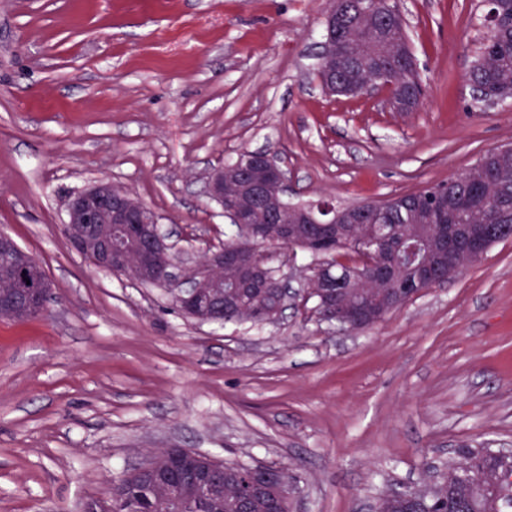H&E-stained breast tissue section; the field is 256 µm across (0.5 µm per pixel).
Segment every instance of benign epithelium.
Returning a JSON list of instances; mask_svg holds the SVG:
<instances>
[{"instance_id": "obj_1", "label": "benign epithelium", "mask_w": 512, "mask_h": 512, "mask_svg": "<svg viewBox=\"0 0 512 512\" xmlns=\"http://www.w3.org/2000/svg\"><path fill=\"white\" fill-rule=\"evenodd\" d=\"M260 170L251 180L253 201L275 216L280 198L288 195V171L277 158L267 152H256ZM208 198L224 208V217L242 229L244 237L263 243L275 237L286 246L303 237L305 249L314 250L319 244H336L340 231L336 220V206L314 204L297 213L289 222L270 230L267 224H256L247 206L229 204L224 200V168L214 169L208 176ZM66 220L62 231L71 246L95 268L123 274L131 280L174 292L178 303L187 311L198 314V319L220 322L224 315V297L201 292L211 270L233 266L240 272L235 287L241 291L265 289L269 283L258 270L256 256L249 245L234 249L220 247L210 254L207 265L196 268L195 277L188 276L187 268L192 258L175 244L166 241L161 232L159 217L148 206L132 198L107 181H99L70 196L65 207ZM467 243L466 255L478 260L487 252L488 240L499 235L512 238V224H467L459 227ZM0 252L12 254L21 265L20 272L24 305L16 308L17 320L34 319L44 314L42 303L49 283L40 275V266L15 240L0 232ZM323 288L319 295L325 310L319 312L322 320L348 330L360 329L364 311H336V283L327 266L314 268ZM227 465L215 461L210 468L196 473L187 482L198 498L213 497L223 491V485L214 478L216 473H226ZM241 481L238 507L249 508L253 503H266V512H284L288 472L280 467L238 466Z\"/></svg>"}]
</instances>
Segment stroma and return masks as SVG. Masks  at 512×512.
<instances>
[{
    "label": "stroma",
    "instance_id": "35a3bbf8",
    "mask_svg": "<svg viewBox=\"0 0 512 512\" xmlns=\"http://www.w3.org/2000/svg\"><path fill=\"white\" fill-rule=\"evenodd\" d=\"M328 0H0V231L42 266L48 311L0 319V512H81L162 448L287 468L290 512H375L463 448L512 451V240L363 331L320 320L312 257L273 323L217 324L100 271L61 232L106 179L202 260L229 224L209 172L275 154L290 201H382L512 144L465 75L482 0H400L427 94L413 112L317 83Z\"/></svg>",
    "mask_w": 512,
    "mask_h": 512
}]
</instances>
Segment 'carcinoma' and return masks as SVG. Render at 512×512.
<instances>
[{
    "label": "carcinoma",
    "instance_id": "1",
    "mask_svg": "<svg viewBox=\"0 0 512 512\" xmlns=\"http://www.w3.org/2000/svg\"><path fill=\"white\" fill-rule=\"evenodd\" d=\"M334 36L340 54L353 61L336 72V94L354 95L365 85L385 77L394 88L399 111L412 112L421 103L423 87L401 23L397 0H339ZM469 84L487 94L505 99L512 96V0L495 2V17L478 57L467 73ZM365 213L363 222L353 225L336 249L321 255L330 259L332 276L339 281L340 299L375 308L389 288H417L415 271L404 265L396 277L384 281L374 269L387 259L367 248V240L387 225V249L404 239L421 236L420 257L433 259L443 247L450 224H512V149L490 151L469 170L444 182L382 201L354 204ZM263 272L272 276L278 269V248L253 245ZM19 269L0 257V293L18 285ZM224 285V321H255L259 309H272V297H259L232 288L234 273L228 269L215 275ZM512 470V456L479 448H464L448 473V479L433 490L409 489L393 492L379 502L378 512H399L406 497L417 500L421 512H434L445 505L449 512H506L512 510V483L493 484L497 472ZM120 497L96 503L98 512H173L165 488L143 477L121 474ZM239 486L233 476L225 478L224 493L205 498L197 512H237L234 500Z\"/></svg>",
    "mask_w": 512,
    "mask_h": 512
}]
</instances>
